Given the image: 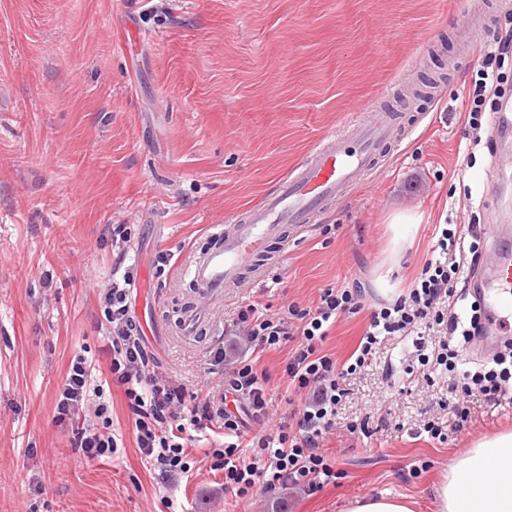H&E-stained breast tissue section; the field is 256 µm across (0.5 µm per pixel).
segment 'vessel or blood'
Wrapping results in <instances>:
<instances>
[{
	"label": "vessel or blood",
	"mask_w": 512,
	"mask_h": 512,
	"mask_svg": "<svg viewBox=\"0 0 512 512\" xmlns=\"http://www.w3.org/2000/svg\"><path fill=\"white\" fill-rule=\"evenodd\" d=\"M492 22L485 9H474L460 20V33L478 39ZM396 128L392 112L378 100L347 114L339 130L313 144L259 202L210 225L212 246L193 254L178 268V276L193 282L215 304L231 289L244 287V269H252L254 280H261L265 270L258 261L272 240L282 238L283 225L306 232L316 216L374 168ZM486 230L499 242L497 260L483 283L487 325L498 330L512 319V247L500 241L499 225H487Z\"/></svg>",
	"instance_id": "vessel-or-blood-1"
}]
</instances>
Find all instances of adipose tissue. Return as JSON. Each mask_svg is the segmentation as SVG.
Wrapping results in <instances>:
<instances>
[{
	"label": "adipose tissue",
	"mask_w": 512,
	"mask_h": 512,
	"mask_svg": "<svg viewBox=\"0 0 512 512\" xmlns=\"http://www.w3.org/2000/svg\"><path fill=\"white\" fill-rule=\"evenodd\" d=\"M436 512H512V433L475 443L435 489Z\"/></svg>",
	"instance_id": "obj_1"
}]
</instances>
